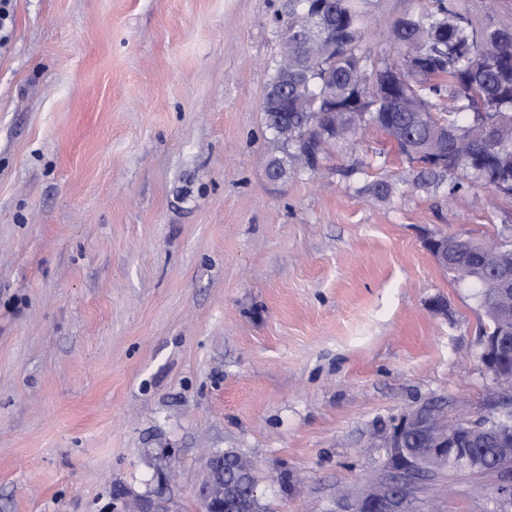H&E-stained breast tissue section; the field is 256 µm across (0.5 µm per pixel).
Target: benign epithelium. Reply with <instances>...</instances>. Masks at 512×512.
<instances>
[{
    "mask_svg": "<svg viewBox=\"0 0 512 512\" xmlns=\"http://www.w3.org/2000/svg\"><path fill=\"white\" fill-rule=\"evenodd\" d=\"M324 19L327 29H336L330 6L317 0L311 9L296 14L292 22L295 35L308 33L313 21ZM307 59L323 57L331 43L325 39L306 38L303 41ZM297 67L288 56L280 60L282 83L266 98L265 111H288V74ZM431 253L440 264L454 268L460 279L476 275L475 267L458 256V251L447 244L431 239ZM493 300L505 304L512 299V263L492 262L484 270ZM498 332L485 336L482 341L480 362L496 381L498 402L512 405V311H504L497 322ZM489 433L499 443V457L503 458L495 469L500 483L494 491L497 512H512V429L497 424H477L461 419L448 422L430 408L412 410L394 424L391 430L375 436L374 447L387 455L386 474L369 478L363 490L354 498L338 503L337 512H408L416 488L429 481L439 468L453 459L467 466L484 468L477 457L478 445ZM225 453L212 455L207 460L203 476L195 488L202 512H256L257 494H240V487L254 478L256 466L245 459L240 463L238 483L224 481Z\"/></svg>",
    "mask_w": 512,
    "mask_h": 512,
    "instance_id": "1",
    "label": "benign epithelium"
}]
</instances>
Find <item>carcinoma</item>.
<instances>
[{"instance_id":"carcinoma-1","label":"carcinoma","mask_w":512,"mask_h":512,"mask_svg":"<svg viewBox=\"0 0 512 512\" xmlns=\"http://www.w3.org/2000/svg\"><path fill=\"white\" fill-rule=\"evenodd\" d=\"M363 0H335L336 50L306 69L307 89L293 98L288 89V111L267 112L265 121L284 156L272 157L268 176L280 179L288 163L315 171L326 146L351 148L362 130L372 126L391 137L401 154L421 163L406 182L417 190H437L448 184V193L490 189L512 198V186L498 182L502 165L512 170V90L501 88V75L512 82V38L500 39L475 24L467 15L450 9L444 0L412 17L413 26L390 27L386 42L398 49L397 58H383L375 70L381 80L396 71L402 107L388 111L381 85L360 78L365 30L369 25ZM463 143L468 154L456 158L443 154L438 162L436 130ZM481 244L460 239L458 250L475 266L481 263ZM478 275L466 286L487 317L483 334L496 327L499 306L489 303Z\"/></svg>"}]
</instances>
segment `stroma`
<instances>
[{
    "mask_svg": "<svg viewBox=\"0 0 512 512\" xmlns=\"http://www.w3.org/2000/svg\"><path fill=\"white\" fill-rule=\"evenodd\" d=\"M285 4L9 0L0 512H200L225 451L256 464L263 512H334L384 474L370 437L394 418L490 416L483 312L426 242L501 243L512 200L414 189L373 127L270 179ZM429 4L366 0L371 61ZM497 482L438 476L410 512H494Z\"/></svg>",
    "mask_w": 512,
    "mask_h": 512,
    "instance_id": "stroma-1",
    "label": "stroma"
}]
</instances>
